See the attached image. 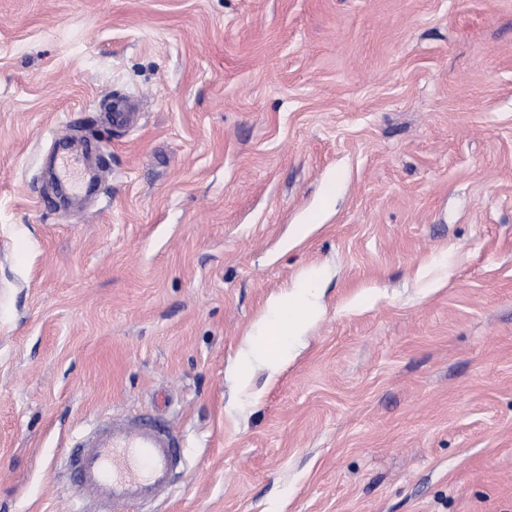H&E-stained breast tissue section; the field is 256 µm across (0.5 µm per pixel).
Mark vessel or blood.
I'll return each mask as SVG.
<instances>
[{"mask_svg":"<svg viewBox=\"0 0 512 512\" xmlns=\"http://www.w3.org/2000/svg\"><path fill=\"white\" fill-rule=\"evenodd\" d=\"M139 113V102L129 96L112 98L106 107L119 127L134 125ZM181 456L179 437L160 418L111 415L76 441L69 463L89 512H126L169 494Z\"/></svg>","mask_w":512,"mask_h":512,"instance_id":"1","label":"vessel or blood"}]
</instances>
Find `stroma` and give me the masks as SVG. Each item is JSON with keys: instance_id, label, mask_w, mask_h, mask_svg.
<instances>
[{"instance_id": "35a3bbf8", "label": "stroma", "mask_w": 512, "mask_h": 512, "mask_svg": "<svg viewBox=\"0 0 512 512\" xmlns=\"http://www.w3.org/2000/svg\"><path fill=\"white\" fill-rule=\"evenodd\" d=\"M143 412L185 462L128 512H512V0H0V512H77L64 449ZM105 113L112 125L119 127L132 126L138 121L140 104L130 96L113 97L107 104ZM314 288L301 286L273 299L260 320L257 334H252L241 353L237 374L242 380L255 363L276 374L288 358L295 340L319 316ZM259 336V337H252Z\"/></svg>"}]
</instances>
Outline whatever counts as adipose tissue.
Here are the masks:
<instances>
[{
  "mask_svg": "<svg viewBox=\"0 0 512 512\" xmlns=\"http://www.w3.org/2000/svg\"><path fill=\"white\" fill-rule=\"evenodd\" d=\"M319 314L314 290L306 285L273 299L260 320L257 336L249 338L239 357L238 376H245L256 363L269 373H277L295 340Z\"/></svg>",
  "mask_w": 512,
  "mask_h": 512,
  "instance_id": "ef3b65f1",
  "label": "adipose tissue"
}]
</instances>
